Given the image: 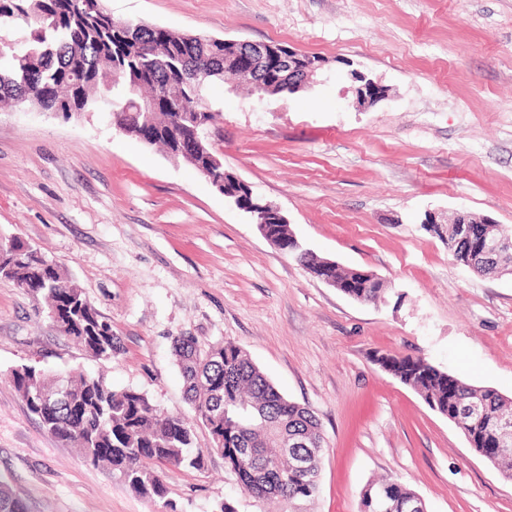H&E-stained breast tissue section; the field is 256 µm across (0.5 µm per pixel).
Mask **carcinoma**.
I'll return each mask as SVG.
<instances>
[{"mask_svg": "<svg viewBox=\"0 0 512 512\" xmlns=\"http://www.w3.org/2000/svg\"><path fill=\"white\" fill-rule=\"evenodd\" d=\"M15 21L26 24L29 34L19 50L0 36V44L12 49L10 68L0 70V109L25 104L66 118L101 110L134 114L146 99L167 93L187 70L195 69L197 81L182 85L168 110L131 118L130 136L146 121L157 134L155 143L174 158L177 138L197 125L206 130L220 118L202 106L206 86L224 79L220 44L132 20L116 21L103 8L92 10L89 0H0V27ZM279 234L284 251L307 269L324 264L299 248L288 225H279ZM511 252L496 255L485 272L511 275ZM0 278L42 299L56 331L76 340L92 357L107 360L119 352L118 337L99 320L83 291L36 247L21 239L1 245ZM333 280L360 302L375 303L384 293L381 282L350 287L357 281L354 269L337 267ZM173 348L194 419L212 437L211 451L224 456L248 495L277 499L285 512H302V503L317 493L319 479L297 475L292 455L306 452L308 441H323L313 411L286 399L234 342L203 350L195 337L181 333L173 337ZM383 359L381 367L430 406L448 409L450 383L456 410L481 402V420L460 428L474 449L492 441L495 423L512 420V401L492 389L467 384L421 358L385 354ZM12 376L30 412L61 441L75 444L84 463L108 467L138 494L163 502L165 512H177L155 467H201L203 450L193 447L191 420L158 407L137 389L115 390L84 374L55 377L21 365ZM383 499L389 512H406L407 503L420 497L397 479L372 481L362 491L361 512H378ZM0 512H25L3 481Z\"/></svg>", "mask_w": 512, "mask_h": 512, "instance_id": "cac0c4a2", "label": "carcinoma"}]
</instances>
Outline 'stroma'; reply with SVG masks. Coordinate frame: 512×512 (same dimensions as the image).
Segmentation results:
<instances>
[{
    "label": "stroma",
    "instance_id": "obj_1",
    "mask_svg": "<svg viewBox=\"0 0 512 512\" xmlns=\"http://www.w3.org/2000/svg\"><path fill=\"white\" fill-rule=\"evenodd\" d=\"M117 20L189 35L276 43L321 56L295 94L261 96L226 76L224 170L280 208L303 247L380 277L355 301L270 244L193 168L112 127L0 112V243L20 238L60 264L121 350L92 358L40 305L0 280V479L26 512H162L118 474L81 462L27 408L12 371L78 370L192 416L172 338L240 345L288 400L318 417L324 452L307 512H360L391 476L427 512H512L504 480L446 417L383 370L421 357L512 397V275L474 273L425 223L491 218L512 236V0H102ZM359 71L387 90L357 103ZM201 469L159 466L177 512H278L250 497L211 435Z\"/></svg>",
    "mask_w": 512,
    "mask_h": 512
}]
</instances>
